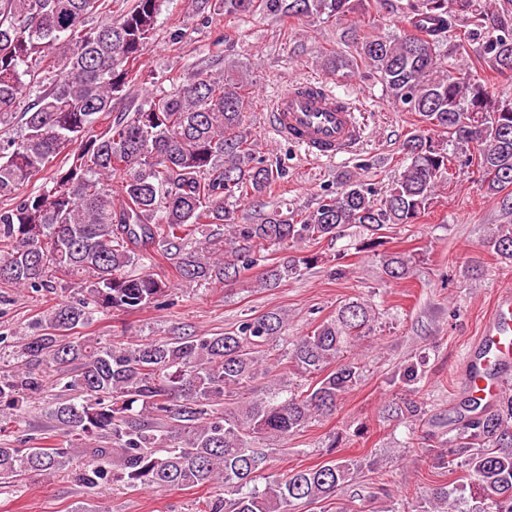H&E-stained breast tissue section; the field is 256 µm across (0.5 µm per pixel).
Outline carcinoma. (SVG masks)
Returning a JSON list of instances; mask_svg holds the SVG:
<instances>
[{"label": "carcinoma", "instance_id": "1", "mask_svg": "<svg viewBox=\"0 0 512 512\" xmlns=\"http://www.w3.org/2000/svg\"><path fill=\"white\" fill-rule=\"evenodd\" d=\"M165 0H134L119 19L87 26L100 0H0V281L26 291H80L37 324L14 352L17 369L0 373V479L52 476L77 466L92 489L109 482L151 489L218 485L224 496L209 512H294L328 500L349 485L357 463L342 448L368 428L333 433L336 457L271 475L263 447L331 416L360 378L347 356L375 322L373 305L345 299L336 314L304 336L285 338L281 358L266 362L265 347L286 323L273 311L247 316L213 336H178L139 343L91 344L69 335L100 313L161 305L170 283L132 268L165 259L176 279L211 285L260 266L267 245L295 248L334 240L348 227L378 234L415 224L434 205L437 189L457 168H472L488 197L512 210V97L491 82L512 76V11L492 0H408L407 18L387 37L364 36L358 54L392 102L415 112L425 128L402 144L406 166L379 194L354 172L309 213L273 210L241 224L236 203L260 197L283 178L280 166L256 156L245 127L247 72L233 62L218 74L206 68L186 82L150 93L112 115V101L145 83L137 63L153 36ZM199 15L260 13L301 21L326 17L360 21L365 0H188ZM491 35L475 48L489 71L480 79L448 59L469 54L474 34ZM448 46V54L441 53ZM113 117L94 133L100 117ZM436 132L442 140H433ZM62 170L37 194L21 186L64 149ZM203 236L200 241L197 236ZM224 244L226 257L212 250ZM494 253L512 264V229L490 238ZM321 260L289 255L258 274L262 288L302 276ZM413 260L393 252L381 260L383 278H409ZM77 365L68 375L65 368ZM284 367L315 376L306 391L277 385L251 395L261 374ZM65 378L66 400L49 411L65 440L53 447L17 448L5 433L20 425L44 386L43 372ZM424 377V360L397 375L408 390ZM231 402L232 408L223 409ZM401 416L417 422L422 402L403 401ZM438 463L465 476L433 489L415 512H512V392L495 404L467 399L457 433L438 441Z\"/></svg>", "mask_w": 512, "mask_h": 512}]
</instances>
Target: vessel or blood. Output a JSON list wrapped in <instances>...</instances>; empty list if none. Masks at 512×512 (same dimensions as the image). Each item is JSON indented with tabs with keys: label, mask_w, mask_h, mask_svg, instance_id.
Listing matches in <instances>:
<instances>
[{
	"label": "vessel or blood",
	"mask_w": 512,
	"mask_h": 512,
	"mask_svg": "<svg viewBox=\"0 0 512 512\" xmlns=\"http://www.w3.org/2000/svg\"><path fill=\"white\" fill-rule=\"evenodd\" d=\"M267 124L277 135L302 148L315 161L351 154L363 138V127L347 99L323 82L288 85L272 100ZM512 323V290L498 291L492 312L484 322L478 343L490 358L512 354V341L502 337L501 323ZM508 381L506 371L490 373L483 362L466 365L465 387L481 403H496Z\"/></svg>",
	"instance_id": "vessel-or-blood-1"
}]
</instances>
